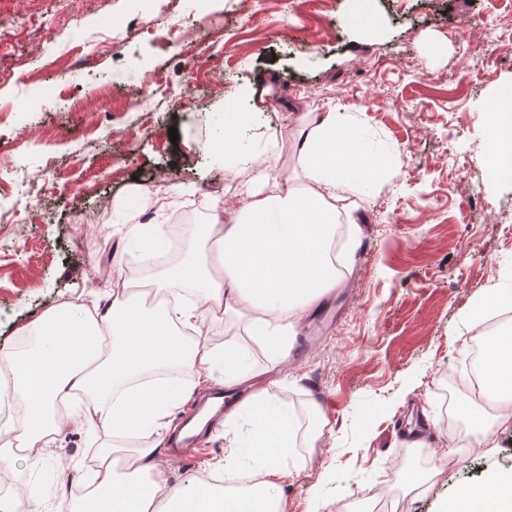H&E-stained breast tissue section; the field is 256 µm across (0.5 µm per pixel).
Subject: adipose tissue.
Here are the masks:
<instances>
[{"mask_svg": "<svg viewBox=\"0 0 512 512\" xmlns=\"http://www.w3.org/2000/svg\"><path fill=\"white\" fill-rule=\"evenodd\" d=\"M295 121L309 186L261 169L235 201L214 199V223L188 232L213 241L216 257L191 252L166 272L167 281L191 290L190 301L156 314L131 291L109 302L97 295L87 305L63 304L19 330L22 351L0 352V394L29 409L23 423L0 424L1 464L14 457V443L54 437L75 424L115 435L135 427L148 440L119 460L111 445L102 446L76 512H285L279 459L293 447L295 433L287 407L269 401L266 390L241 405L255 420L250 441L233 432L236 414L226 415V453L209 466L218 473L248 458L254 482L244 492L230 496L196 482L169 483L159 457L175 409L196 391L211 385L231 391L265 373L236 352L210 353L202 342L205 325L228 314L250 315L253 335L284 363L297 322L338 285L330 257L340 222L335 200L377 179L379 151L353 113L303 112ZM184 330L193 342L182 340ZM160 366L174 371L168 385L143 386L142 378ZM489 373L488 395L511 403V329L496 337ZM77 395L76 408L58 410ZM454 512H512V491L496 481L462 490Z\"/></svg>", "mask_w": 512, "mask_h": 512, "instance_id": "obj_1", "label": "adipose tissue"}]
</instances>
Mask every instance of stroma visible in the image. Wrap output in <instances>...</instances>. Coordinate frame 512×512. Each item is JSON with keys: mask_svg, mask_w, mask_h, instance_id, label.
Masks as SVG:
<instances>
[{"mask_svg": "<svg viewBox=\"0 0 512 512\" xmlns=\"http://www.w3.org/2000/svg\"><path fill=\"white\" fill-rule=\"evenodd\" d=\"M349 10L350 0H270L262 10L209 0L203 24L196 0H0V351L19 348L18 327L70 298L90 300L111 276L118 227L77 239L78 216L135 188L156 192L161 174L178 206L201 211L216 189L238 194L254 162L306 184L289 113H355L396 172L370 194L337 198L359 227L354 239L340 233L349 294L331 300L342 313L305 357L258 385L295 415V446L281 460L287 512H366L377 486L402 512H442L462 488L512 482V422L494 423L482 397L446 392L473 351L465 309L512 271V233L490 221L512 210V181L493 175L485 155L487 105L512 86V0H372L365 27L346 24ZM117 27L136 35L105 43ZM147 73L159 82L142 101ZM50 90L64 111L9 109ZM227 106L251 114L235 173L212 158ZM249 324H212L207 350L270 365ZM484 426L493 450L469 455ZM105 439L73 427L54 452L38 451L35 470L19 448L0 465V498L27 505L44 480L81 487ZM162 454L170 481H195L223 458L224 440ZM65 458L74 466L62 472Z\"/></svg>", "mask_w": 512, "mask_h": 512, "instance_id": "1", "label": "stroma"}]
</instances>
